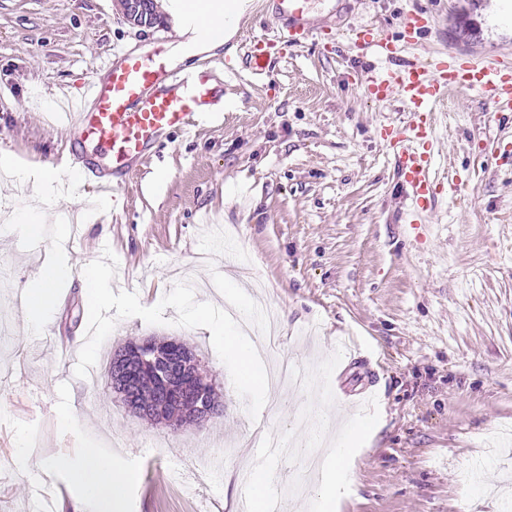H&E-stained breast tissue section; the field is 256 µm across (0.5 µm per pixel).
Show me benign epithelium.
I'll list each match as a JSON object with an SVG mask.
<instances>
[{
    "label": "benign epithelium",
    "mask_w": 512,
    "mask_h": 512,
    "mask_svg": "<svg viewBox=\"0 0 512 512\" xmlns=\"http://www.w3.org/2000/svg\"><path fill=\"white\" fill-rule=\"evenodd\" d=\"M123 17L128 22L150 28L157 16L154 0H119ZM112 391L119 395L136 415L150 422L171 424L168 413L183 409L181 425L203 427L219 410L212 394L213 379L200 367L187 344L179 340L148 338L133 343L112 360ZM152 372L161 388L162 402L153 411L143 410L135 394L140 374Z\"/></svg>",
    "instance_id": "benign-epithelium-1"
}]
</instances>
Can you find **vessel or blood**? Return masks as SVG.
<instances>
[{"label":"vessel or blood","instance_id":"1","mask_svg":"<svg viewBox=\"0 0 512 512\" xmlns=\"http://www.w3.org/2000/svg\"><path fill=\"white\" fill-rule=\"evenodd\" d=\"M308 13L309 0H274L272 35L245 39L251 47L253 73H264L270 50L282 51L315 39L318 31L310 25ZM187 27L194 46L224 36L223 30L200 17L189 18ZM359 47L384 59L397 57L394 42L374 29L366 30ZM106 67V81L88 82L81 99L63 91L48 99L47 107L64 109L68 129L107 159L108 167L95 188L98 194L113 197L123 192L127 177L137 172L169 133L223 118L228 102L209 66H175L163 37L147 56L122 47L114 49ZM358 84L378 101L398 96L416 115L430 111L454 88L475 91L497 111L512 112V58L508 56L483 61L462 62L454 56L447 61L437 57L399 62L398 68L385 74L372 69L361 72ZM428 136L426 128L412 123L391 126L385 138L409 197L424 212L430 208L435 184L431 156L425 149Z\"/></svg>","mask_w":512,"mask_h":512}]
</instances>
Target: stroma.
Wrapping results in <instances>:
<instances>
[{"instance_id":"obj_1","label":"stroma","mask_w":512,"mask_h":512,"mask_svg":"<svg viewBox=\"0 0 512 512\" xmlns=\"http://www.w3.org/2000/svg\"><path fill=\"white\" fill-rule=\"evenodd\" d=\"M490 0H313L316 41L253 75L240 39L211 52L232 59L235 104L220 125L177 133L140 166L112 208L79 185L47 211L74 221L80 242L37 250L0 223V512H71L66 473L29 471L94 446L135 471L121 512H234L241 459L264 463L283 512H316L321 477L301 458L267 457L255 425L325 445L352 435L356 455L336 512H505L512 507V116L476 93L449 90L424 118L437 178L430 211L414 217L381 131L413 116L398 97L373 103L356 84L367 67L355 29L397 34L405 16L433 13L400 56L447 50L487 59L512 53V24L492 35ZM153 28L126 22L115 0H0V157L34 169L69 153L71 133L45 103L99 77L112 49L149 54ZM100 261L112 303L91 311L79 275L59 289L45 332L22 326L20 293L37 268ZM258 287L281 327L279 360L327 391L279 388L262 405L197 319L225 307L224 282ZM354 337L374 370L372 400L350 409L363 377L336 348ZM156 337L192 346L224 409L203 428L171 430L132 414L108 366L125 342ZM93 343V355L78 340ZM69 415L71 426L60 422ZM300 494H289L292 484Z\"/></svg>"}]
</instances>
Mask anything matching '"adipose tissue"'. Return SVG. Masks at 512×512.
<instances>
[{"instance_id":"ef3b65f1","label":"adipose tissue","mask_w":512,"mask_h":512,"mask_svg":"<svg viewBox=\"0 0 512 512\" xmlns=\"http://www.w3.org/2000/svg\"><path fill=\"white\" fill-rule=\"evenodd\" d=\"M36 194L22 199L12 223L15 233L28 237L40 236L45 228L44 221L48 205L62 198L64 189L51 170H44L35 184ZM79 274L85 291V300L92 310H99L112 302V291L107 288L106 266L98 262L84 263L80 269L60 263L42 266L34 280L24 289L23 323L31 332H38L56 304L57 283L71 274ZM206 329L212 343L230 358L235 366L241 385L256 400L270 403L276 392L264 372L257 367V349L253 343L238 334L224 330L223 320L210 319ZM350 469V451L336 449L326 460L323 468L320 497L325 512H333L336 501L344 486V476ZM73 471V470H72ZM72 477L81 490V497L74 503V512H84V505L90 501L104 506L119 508L124 491L131 479L128 472L115 469L111 461L96 448L86 449L84 464L73 471Z\"/></svg>"}]
</instances>
